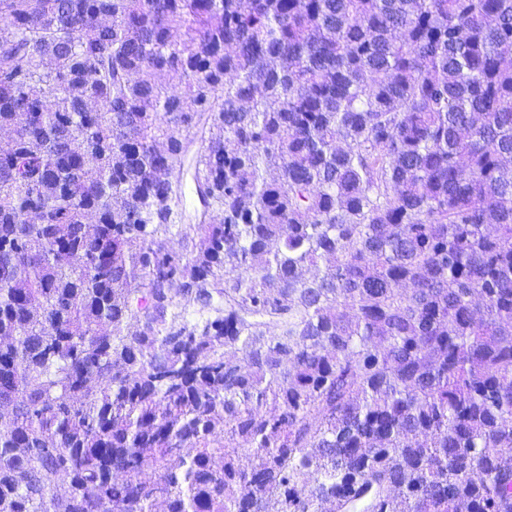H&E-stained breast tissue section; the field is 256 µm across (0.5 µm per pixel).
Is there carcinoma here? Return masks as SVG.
Listing matches in <instances>:
<instances>
[{"mask_svg":"<svg viewBox=\"0 0 512 512\" xmlns=\"http://www.w3.org/2000/svg\"><path fill=\"white\" fill-rule=\"evenodd\" d=\"M0 129V512H512V0H0Z\"/></svg>","mask_w":512,"mask_h":512,"instance_id":"1","label":"carcinoma"}]
</instances>
